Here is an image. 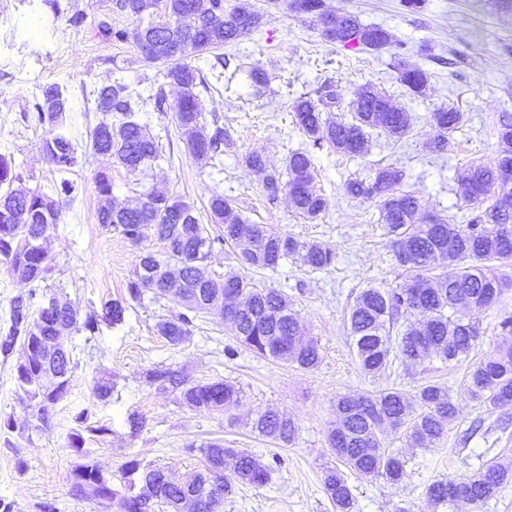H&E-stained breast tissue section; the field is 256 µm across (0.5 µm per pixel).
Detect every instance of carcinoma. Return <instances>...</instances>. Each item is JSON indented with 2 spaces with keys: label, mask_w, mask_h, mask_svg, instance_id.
Returning a JSON list of instances; mask_svg holds the SVG:
<instances>
[{
  "label": "carcinoma",
  "mask_w": 512,
  "mask_h": 512,
  "mask_svg": "<svg viewBox=\"0 0 512 512\" xmlns=\"http://www.w3.org/2000/svg\"><path fill=\"white\" fill-rule=\"evenodd\" d=\"M297 14L316 21L327 13L324 0H302ZM111 10L126 15L132 26L114 28L101 23V36L114 43H131L139 61L157 68L160 80L155 94L159 110L173 111L180 139L187 154L196 162L215 164L224 147L233 139L218 118L207 128L201 96L217 89L224 80L227 65L220 49L238 44L258 31L264 14L252 0H235L226 7L224 0H111ZM328 45L347 51L386 50L396 45L394 35L377 25H366L348 12L336 13V26L321 35ZM214 54L211 77L202 68L187 62L191 54ZM399 79L412 94L422 95L429 74L407 64L397 54ZM175 89L176 97L167 103L165 87ZM33 118L47 129L42 151L47 162L63 175L49 190L26 184L14 157L0 155V264L15 278L32 285L28 295L11 301V326L0 336V353L7 356L15 347L23 350L15 365L18 399L31 413L33 431L49 427L55 406L69 393L74 367L72 351L60 342L68 328L95 336L104 325L125 322L127 314L142 305L166 300L180 311L159 319L156 330L172 346L190 339L197 322L217 313L221 301H237L235 331L238 342L256 355L313 370L321 362L318 341L303 339L298 313L288 292L280 288H260L247 277L229 272L213 276L208 258L217 244L240 248L238 261L244 267L276 271L293 261L311 272L324 271L334 264L335 253L317 241L277 232L267 224H256L242 217L224 193L214 192L208 202L211 222L223 225L214 236L193 204L181 197L158 191L144 194L134 207L117 206L112 201V175L99 171L95 176L99 206L98 224L113 229L132 242L153 235L164 243V251L139 256L123 293L109 299L101 310L85 313L67 301L49 310L39 309L32 316L36 298L47 300L58 295L46 286L54 258L44 246L49 230L60 221L61 204L74 201L78 186L66 175L83 167L91 156H107L133 180L172 162L171 152L159 135L141 122L147 89L140 83L116 77L93 90L101 119L89 131L87 142L79 145L65 132L70 100L59 83L39 87ZM339 103L331 90L316 96L303 94L291 106L296 128L319 149L348 156H359L369 130L388 137L402 138L412 127V116L395 106L389 97L372 86H364L350 102L351 119L337 121L326 109ZM465 115L459 109L439 107L431 115L430 147L448 148L450 136L460 129ZM503 149L486 163L466 166L457 178L458 193L471 205L464 224H452L438 215L418 218L417 197L400 189L405 173L393 165L378 166L365 178L350 179L346 193L354 199H379L380 223L393 237L395 256L407 273L394 288L369 287L355 298L347 315V328L353 340L355 357L367 373L386 369L393 360L422 364L433 358L457 363L469 357L478 339V330L455 318L457 304L482 302L489 307L500 298L506 283L494 274V263L512 259V235L500 226L512 225V118L503 116L498 129ZM245 164L263 175L269 199L285 192L294 212L309 220L325 213L330 198L312 188L316 169L312 153L297 149L288 154L281 171H268L264 155L252 151ZM178 288L181 298L169 297L165 288ZM420 311L426 321L418 327L399 328L400 318ZM59 354L52 362L56 382L42 380L49 351ZM145 381L157 391L179 397L195 408L229 412L239 402L237 385L220 380L191 383L171 368L156 367L146 372ZM473 398L493 408L512 405V339L476 362L466 375ZM455 407L448 389L425 384L415 394L398 389L346 396L336 404V425L328 433V444L341 463L359 473L374 474L393 485L407 477L406 460L384 448L382 428L404 429L409 447L430 450L447 436ZM69 440L79 457L72 468L70 496L76 501H92L97 493L112 490V497L124 504L123 512H142L141 500L151 499L166 512H184L194 502L196 512H215L213 503L202 504V484L210 475L224 478V494L235 486L262 487L271 480L272 469L245 448H226L214 440L188 451L204 456L203 467L182 482H174L165 471L145 464L132 455L121 464L116 485L112 473L103 471L85 445L101 441L112 432L93 417L89 408L69 414ZM251 431L282 444H290L297 434L295 422L284 413L265 409L256 413ZM512 481V470L487 463L460 479L439 480L428 485L426 495L437 507L463 499L479 505L494 497L502 485ZM323 486L335 512H351L352 491L348 476L339 467L325 471Z\"/></svg>",
  "instance_id": "1"
}]
</instances>
